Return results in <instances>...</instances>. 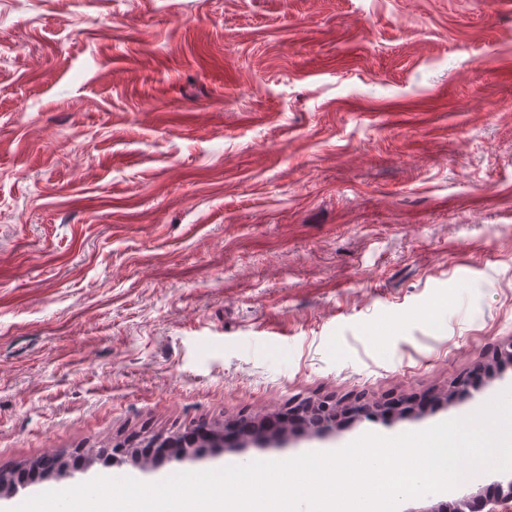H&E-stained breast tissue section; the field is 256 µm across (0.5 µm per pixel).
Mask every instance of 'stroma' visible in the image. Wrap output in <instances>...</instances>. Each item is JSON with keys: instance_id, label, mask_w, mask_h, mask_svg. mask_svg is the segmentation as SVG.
Masks as SVG:
<instances>
[{"instance_id": "stroma-1", "label": "stroma", "mask_w": 512, "mask_h": 512, "mask_svg": "<svg viewBox=\"0 0 512 512\" xmlns=\"http://www.w3.org/2000/svg\"><path fill=\"white\" fill-rule=\"evenodd\" d=\"M512 6L0 0V473L283 461L512 388ZM438 396L144 473L114 441Z\"/></svg>"}]
</instances>
